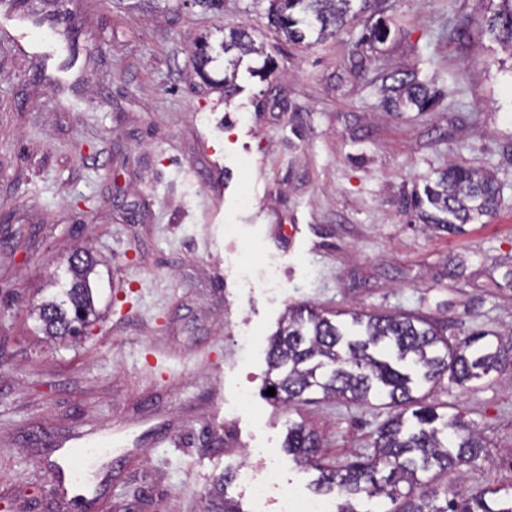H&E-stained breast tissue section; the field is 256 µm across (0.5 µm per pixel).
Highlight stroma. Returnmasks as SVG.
Masks as SVG:
<instances>
[{"label":"stroma","instance_id":"1","mask_svg":"<svg viewBox=\"0 0 512 512\" xmlns=\"http://www.w3.org/2000/svg\"><path fill=\"white\" fill-rule=\"evenodd\" d=\"M267 7L55 0L46 13L70 10L83 48L65 73L63 48L38 67L0 40V512H213L250 448L274 449L309 496L316 469L284 449L293 423L322 436L319 466L371 454L381 401L264 396L289 308L407 313L453 344L512 332V57L485 31V0H389L308 48L279 40ZM378 20L388 38L359 45ZM232 29L265 53L228 92L223 59L207 83L191 52ZM413 70L434 106L385 111L382 75ZM451 163L500 186L495 211L454 235L400 203ZM78 247L98 261L97 315L52 342L30 311ZM420 393L493 453L436 485L512 483V366ZM80 436L111 439L112 454L88 494H56L58 452Z\"/></svg>","mask_w":512,"mask_h":512}]
</instances>
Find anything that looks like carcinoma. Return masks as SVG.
Instances as JSON below:
<instances>
[{
  "instance_id": "carcinoma-1",
  "label": "carcinoma",
  "mask_w": 512,
  "mask_h": 512,
  "mask_svg": "<svg viewBox=\"0 0 512 512\" xmlns=\"http://www.w3.org/2000/svg\"><path fill=\"white\" fill-rule=\"evenodd\" d=\"M388 0H269L267 24L293 44L307 37L320 41L340 33L352 16L365 11L382 12ZM498 8L484 18L486 30L512 57V0H498ZM222 50L237 59L258 52L252 36L233 29L224 37ZM196 74L208 78L214 61L207 42L194 51ZM384 104L428 110L434 96L416 73L403 78L386 75ZM499 193L489 173L450 165L438 177L403 197L402 205L419 213V219L434 229L461 232L462 225L494 211ZM97 261L85 249L76 250L68 261L60 291L35 308L39 328L51 339L79 333V323L96 313L93 275ZM359 327L355 334L313 309L291 310L288 324L271 337L269 371L265 387L275 388L272 399L292 402L312 392L351 402L372 397L388 400L394 410L377 429L372 454L363 462L319 469L315 490L335 494L337 512H359L354 500L385 496L403 499L396 512H512V490L486 488L468 493L429 488V473L438 469L473 466L487 459L485 438L476 424L461 413L440 412L421 403L415 391L421 384H436L443 378L457 386L482 381L512 364L509 349L488 340L478 331L451 345L432 323L408 316L386 314L352 315ZM319 435L304 425L288 427L284 448L300 466H316Z\"/></svg>"
}]
</instances>
